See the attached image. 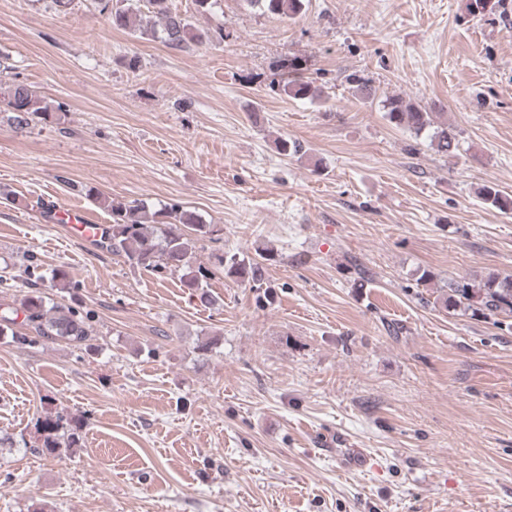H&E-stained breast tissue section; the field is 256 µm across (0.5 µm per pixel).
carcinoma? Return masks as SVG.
I'll use <instances>...</instances> for the list:
<instances>
[{"mask_svg": "<svg viewBox=\"0 0 512 512\" xmlns=\"http://www.w3.org/2000/svg\"><path fill=\"white\" fill-rule=\"evenodd\" d=\"M307 0H247V3L265 14L289 19L302 13ZM99 12L106 15L112 27L132 29L137 13L129 0H95ZM148 12L159 22V28L150 29L161 41L172 49H180L190 40L202 42L213 38L208 31L193 32L192 25L181 14L173 11L169 0H147ZM353 94L363 101H373L376 89L364 77L353 74L349 78ZM285 95L309 101L326 100L325 91L312 81H287L279 86ZM8 121L17 127H30L44 123L51 117L37 92L23 82H14L0 92ZM380 106L387 121L393 126L407 130L415 136H426L430 144L443 155H453L458 150L455 130L446 124H437L432 108L405 99L401 96H386ZM483 203L505 213H512V194L484 185L480 188ZM106 207L112 214V227L103 231L98 246L114 254H123L136 265L158 273H180L183 287L191 293H200L201 302L211 305L213 297L204 290L210 270L194 265L193 253L196 244L214 239L217 229L213 224H204L198 215L174 203L155 212L146 210L144 204H127L111 199ZM272 253L260 255V259H240L234 255L219 256L226 274L252 284L260 290L266 287L264 262ZM447 307L464 306L474 316L486 314H512V278L501 279L489 276L477 281L461 277L452 281L448 292L439 297ZM22 313L23 320L4 314L0 316V335L8 330L21 343H30L38 338L64 340L75 346H83L90 352L98 351L94 344L91 317L71 307L50 306L40 288L32 287L12 308ZM62 418L46 422L43 447L57 448L60 444Z\"/></svg>", "mask_w": 512, "mask_h": 512, "instance_id": "carcinoma-1", "label": "carcinoma"}]
</instances>
